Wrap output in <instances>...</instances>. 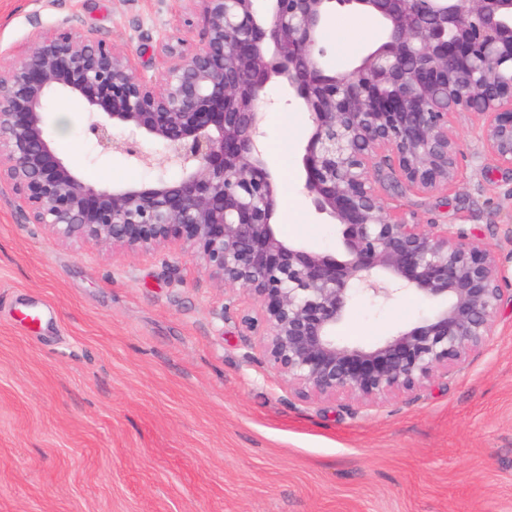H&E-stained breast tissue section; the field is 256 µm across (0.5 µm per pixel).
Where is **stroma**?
<instances>
[{
  "mask_svg": "<svg viewBox=\"0 0 512 512\" xmlns=\"http://www.w3.org/2000/svg\"><path fill=\"white\" fill-rule=\"evenodd\" d=\"M200 10V0H0V57L21 61L37 35L65 25L127 49L159 84L169 35L202 45L201 26L184 24ZM355 20L330 17V67L366 44ZM268 96L264 155L288 212L277 229L337 248L303 188L308 114L281 86ZM47 124L86 182L151 178L98 154L76 102L55 96ZM449 129L455 187H377L388 213L460 225L497 252L500 313L460 369L371 408L289 392L246 323L254 301L190 252L58 240L0 183V512H512V170L487 154L474 117ZM428 312L411 293L362 297L336 335L368 345Z\"/></svg>",
  "mask_w": 512,
  "mask_h": 512,
  "instance_id": "stroma-1",
  "label": "stroma"
}]
</instances>
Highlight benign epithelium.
<instances>
[{"label": "benign epithelium", "instance_id": "7a95c632", "mask_svg": "<svg viewBox=\"0 0 512 512\" xmlns=\"http://www.w3.org/2000/svg\"><path fill=\"white\" fill-rule=\"evenodd\" d=\"M334 8L372 18L382 36L341 73L326 71L320 40ZM201 18L203 44L160 86L133 71L126 51L64 26L20 62L0 60V182L58 239L187 249L210 276L245 287L256 304L246 323L301 399L375 407L461 368L497 321L498 254L455 224L386 215L371 172L385 163L398 187L449 188L458 173L449 123L462 113L512 170V0H202ZM276 79L310 114L304 189L336 224L340 255L276 229L279 180L259 140ZM53 92L81 104L100 153L152 178L112 189L81 179L46 128ZM145 137L162 145L163 162ZM410 292L430 314L373 345L338 341L358 297Z\"/></svg>", "mask_w": 512, "mask_h": 512}]
</instances>
